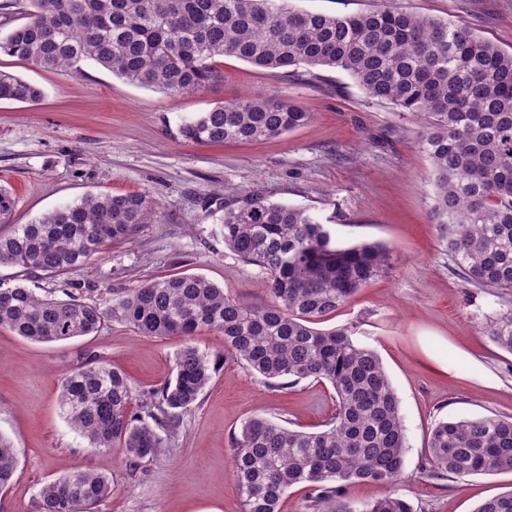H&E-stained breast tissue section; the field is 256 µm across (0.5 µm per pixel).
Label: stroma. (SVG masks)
I'll use <instances>...</instances> for the list:
<instances>
[{
	"instance_id": "1",
	"label": "stroma",
	"mask_w": 512,
	"mask_h": 512,
	"mask_svg": "<svg viewBox=\"0 0 512 512\" xmlns=\"http://www.w3.org/2000/svg\"><path fill=\"white\" fill-rule=\"evenodd\" d=\"M407 11L449 18L512 52V0H396ZM223 81L169 95L136 86L92 62L80 75L47 71L0 55V70L42 88L35 104L0 100V185L14 195L15 224L86 194L146 192L158 222L132 239L107 245L86 265L53 276L0 266V282L37 295H73L112 307L118 294L147 280L200 274L225 296L266 301L265 275L224 246V206L257 194L302 207L342 245L375 241L391 250L388 268L325 321L346 327L374 349L400 400L407 452L391 486L352 485V508L387 495L414 512H474L485 498L512 490V472L433 478L427 440L439 421L512 416V354L495 346L487 325L512 296L470 285L432 222L434 180L418 145L423 117L368 98L345 72L273 75L225 57ZM242 95L285 97L312 120L283 136L221 146L182 140L179 126ZM209 356L224 351L220 333L146 337L108 318L101 330L66 341L36 343L0 329V436L17 450L0 512H39L38 493L66 471H107L114 492L97 512H240L231 437L249 417L317 432L336 408L326 382L274 388L243 362L217 369L194 408L179 417L169 448L130 467L121 449L100 453L75 431L59 403L67 369L98 359L126 373L131 410L144 413L152 391L172 377L184 343Z\"/></svg>"
}]
</instances>
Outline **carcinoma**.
<instances>
[{
    "mask_svg": "<svg viewBox=\"0 0 512 512\" xmlns=\"http://www.w3.org/2000/svg\"><path fill=\"white\" fill-rule=\"evenodd\" d=\"M28 21L0 36V54L71 73L93 61L139 86L166 94L197 91L224 78L217 59L234 57L277 74L304 68L346 72L371 99L424 114L419 138L430 159L433 224L463 278L477 288L512 291V53L449 19L418 15L378 0L340 15L297 10L290 0H27ZM41 90L0 71V99L37 102ZM312 119L286 98L241 97L182 123L200 143L281 136ZM161 217L144 193L89 194L0 235V266L59 275L85 265L108 242L134 237ZM224 247L266 274L267 303L224 296L195 274L147 282L112 299V315L141 335H224V351L274 386L288 379L329 382L336 413L315 433L262 415L232 437L241 512H280L288 490L310 488L313 512H353L340 501L357 483L387 485L403 473L406 434L397 393L378 355L348 328L318 325L388 266L378 242L341 246L300 207L248 197L224 206ZM94 303L40 297L22 284L0 287V328L25 339L60 342L98 332ZM486 333L512 353V307ZM215 362L187 343L175 376L159 390L150 425L130 411L132 387L102 363L63 374L59 403L90 447L123 450L136 464L168 446L177 418L195 406ZM434 476L512 471V417L438 423L429 442ZM16 449L0 436V489L9 485ZM112 495L101 471H73L43 486L39 512H95ZM359 512H414L387 495ZM476 512H512V490Z\"/></svg>",
    "mask_w": 512,
    "mask_h": 512,
    "instance_id": "obj_1",
    "label": "carcinoma"
}]
</instances>
